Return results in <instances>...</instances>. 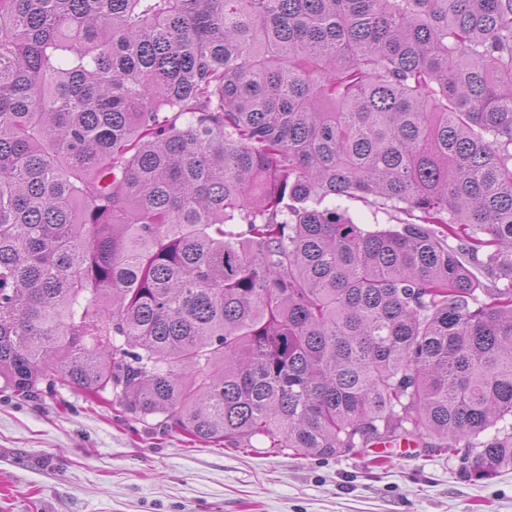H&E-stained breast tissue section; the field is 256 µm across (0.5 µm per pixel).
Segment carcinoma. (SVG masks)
<instances>
[{"label":"carcinoma","instance_id":"carcinoma-1","mask_svg":"<svg viewBox=\"0 0 512 512\" xmlns=\"http://www.w3.org/2000/svg\"><path fill=\"white\" fill-rule=\"evenodd\" d=\"M0 382L512 467V0H0ZM343 205L350 207L349 213L357 224H362L363 227L368 229L395 227L398 224L397 218H405L403 214L391 211L384 212L371 204H350L345 201Z\"/></svg>","mask_w":512,"mask_h":512}]
</instances>
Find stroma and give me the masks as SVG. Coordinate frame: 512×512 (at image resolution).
<instances>
[{
    "label": "stroma",
    "instance_id": "obj_1",
    "mask_svg": "<svg viewBox=\"0 0 512 512\" xmlns=\"http://www.w3.org/2000/svg\"><path fill=\"white\" fill-rule=\"evenodd\" d=\"M0 512H512V468L474 481L419 448L209 451L73 391H0Z\"/></svg>",
    "mask_w": 512,
    "mask_h": 512
}]
</instances>
